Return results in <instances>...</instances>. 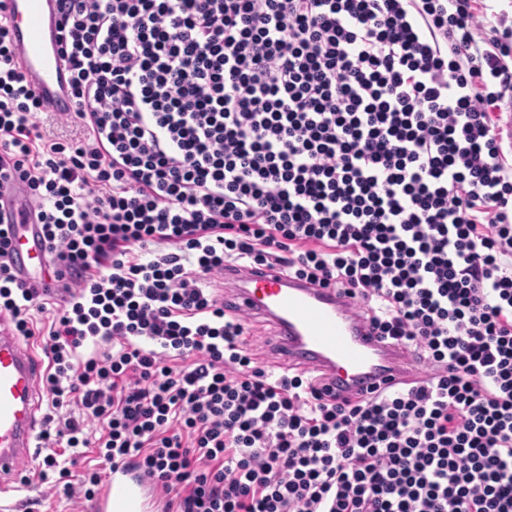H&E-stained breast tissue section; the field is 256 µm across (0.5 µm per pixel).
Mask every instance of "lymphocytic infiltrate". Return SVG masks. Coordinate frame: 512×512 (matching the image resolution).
<instances>
[{
	"label": "lymphocytic infiltrate",
	"mask_w": 512,
	"mask_h": 512,
	"mask_svg": "<svg viewBox=\"0 0 512 512\" xmlns=\"http://www.w3.org/2000/svg\"><path fill=\"white\" fill-rule=\"evenodd\" d=\"M50 138L0 20V187L38 209L39 477L127 461L164 512H512V26L488 0H57ZM0 223V326L35 336ZM274 262L350 298L418 378L272 377L217 282ZM79 415L60 417L68 403ZM100 423L90 438L88 422Z\"/></svg>",
	"instance_id": "1"
}]
</instances>
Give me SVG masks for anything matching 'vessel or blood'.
Segmentation results:
<instances>
[{
  "mask_svg": "<svg viewBox=\"0 0 512 512\" xmlns=\"http://www.w3.org/2000/svg\"><path fill=\"white\" fill-rule=\"evenodd\" d=\"M0 16L10 25L20 65L45 111H72L55 40V0H0ZM25 199V192L15 189L9 259L18 278L45 286L46 242ZM231 276L236 310L274 328L281 368L318 374L343 396L369 395L401 373L406 354L376 336L335 289L288 277L276 264L235 270ZM43 368L38 345L0 330V498L22 483L21 466L36 455ZM158 508L147 479L120 464L112 469L95 512Z\"/></svg>",
  "mask_w": 512,
  "mask_h": 512,
  "instance_id": "1",
  "label": "vessel or blood"
}]
</instances>
